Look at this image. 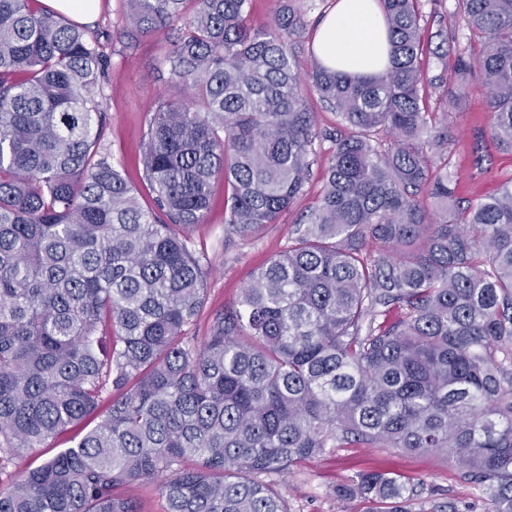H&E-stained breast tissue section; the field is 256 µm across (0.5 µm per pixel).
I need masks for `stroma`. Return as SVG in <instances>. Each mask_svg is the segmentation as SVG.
<instances>
[{"label":"stroma","mask_w":512,"mask_h":512,"mask_svg":"<svg viewBox=\"0 0 512 512\" xmlns=\"http://www.w3.org/2000/svg\"><path fill=\"white\" fill-rule=\"evenodd\" d=\"M425 32L446 24L455 30L459 48L466 55H477L480 46L468 39L466 21L456 0H425ZM129 25L124 0H98L97 13L87 28L99 41L105 56V76L97 96L107 117L104 144L122 164L126 180L136 188L142 204L152 202L143 179L142 142L153 109L165 99L178 100L184 92L168 83L159 67L174 34L162 27L128 43L124 32ZM427 77L440 76L443 87L433 89V98L447 90L463 89L466 108L449 113L448 176L461 204L477 203L495 194L512 180V153L501 150L492 136L488 92L479 77L458 85L452 60H439L433 54L424 57ZM307 99L316 115L318 128L328 132L322 140L313 166L314 174L303 193L279 222L267 225L259 233L242 236L227 230L230 192L223 180L212 188L210 208L203 223L190 230L192 244L205 254L210 273L207 278V315L196 330L204 335L209 315L232 307L242 288L256 273L288 245L296 224L316 205L322 190L320 176L335 148L334 136L346 134L336 112L326 108L315 92ZM359 470H380L400 474L424 487L425 512H436L448 505L456 512H491L487 491L464 480L460 469L442 452L409 454L396 448H338L332 453L299 464L287 475L278 477L279 489L288 504V512H366L368 505L358 498L337 497V486Z\"/></svg>","instance_id":"35a3bbf8"}]
</instances>
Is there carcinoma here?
<instances>
[{
  "instance_id": "carcinoma-1",
  "label": "carcinoma",
  "mask_w": 512,
  "mask_h": 512,
  "mask_svg": "<svg viewBox=\"0 0 512 512\" xmlns=\"http://www.w3.org/2000/svg\"><path fill=\"white\" fill-rule=\"evenodd\" d=\"M188 1L162 60L187 98L150 117L146 209L103 144L96 38L0 0V472L98 420L1 487L0 512H138L117 494L132 483L167 512H288L272 477L348 445L446 452L512 512V180L463 207L433 168L448 132L428 105L443 77L422 68L421 0H380L385 71L307 74L350 133L288 249L201 342L207 269L187 231L212 183L231 189L229 227L255 234L302 193L327 134L292 6L254 27L250 0H125L128 44ZM457 3L482 50L455 52L454 73L485 84L512 152V0ZM336 496L413 512L418 494L364 471Z\"/></svg>"
}]
</instances>
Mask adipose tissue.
Listing matches in <instances>:
<instances>
[{
  "label": "adipose tissue",
  "instance_id": "adipose-tissue-1",
  "mask_svg": "<svg viewBox=\"0 0 512 512\" xmlns=\"http://www.w3.org/2000/svg\"><path fill=\"white\" fill-rule=\"evenodd\" d=\"M321 61L351 74H372L388 64L387 29L378 0H336L314 39Z\"/></svg>",
  "mask_w": 512,
  "mask_h": 512
}]
</instances>
